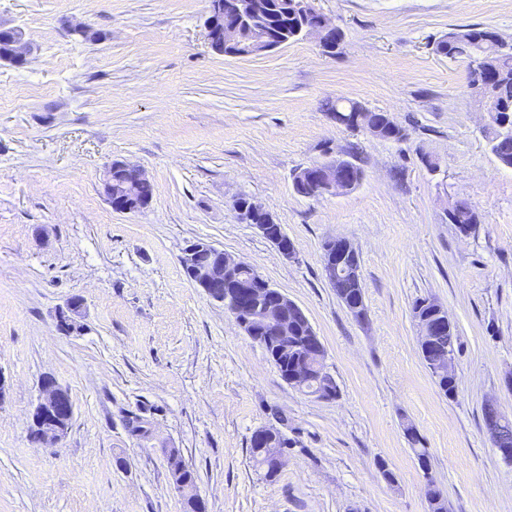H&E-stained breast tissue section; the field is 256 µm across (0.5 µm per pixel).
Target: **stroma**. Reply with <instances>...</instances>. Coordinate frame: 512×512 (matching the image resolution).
<instances>
[{
    "label": "stroma",
    "instance_id": "obj_1",
    "mask_svg": "<svg viewBox=\"0 0 512 512\" xmlns=\"http://www.w3.org/2000/svg\"><path fill=\"white\" fill-rule=\"evenodd\" d=\"M208 4L0 0V26L34 47L24 66L0 64V512H182L168 448L196 471L208 512H429V476L448 512H512V466L483 422L489 403L512 416V168L489 151L468 60L434 52L467 25L512 40V0H315L341 31L335 55L305 38L243 58L209 46ZM344 99L390 113L407 139L337 124L326 106ZM351 144L358 186L294 192L295 170ZM114 161L153 186L139 212L105 197ZM242 194L294 258L237 219ZM459 198L480 218L466 236L448 221ZM332 237L359 253L365 320L324 277ZM199 239L305 312L336 400L284 381L189 281L180 258ZM74 297L84 328L64 334L55 314ZM424 297L456 327L451 397L419 353ZM47 376L73 404L51 446L30 437ZM263 428L290 439L273 478L250 455Z\"/></svg>",
    "mask_w": 512,
    "mask_h": 512
}]
</instances>
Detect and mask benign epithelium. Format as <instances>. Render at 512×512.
<instances>
[{
	"label": "benign epithelium",
	"mask_w": 512,
	"mask_h": 512,
	"mask_svg": "<svg viewBox=\"0 0 512 512\" xmlns=\"http://www.w3.org/2000/svg\"><path fill=\"white\" fill-rule=\"evenodd\" d=\"M266 0H209L208 15L205 21L206 37L210 46L216 50L235 48L247 54H260L278 48L275 37L265 31L261 23L262 8ZM296 8L311 17V22L303 29V35L313 36L328 52L334 48L327 40V34L336 30L328 19L319 11L311 8L309 0H298ZM31 53V45L22 37L12 44L10 57L13 64H24ZM308 179L322 194L337 195L348 192L356 186L351 175L348 161L341 155L329 163L312 164L300 168L296 173L295 185ZM104 194L112 209L120 213L130 212L127 192L119 187H112V169H107L104 181ZM200 247L188 245L181 256V265L188 279L194 286L219 302L228 303L234 312H244L246 316L239 319L246 334L268 332L276 337L277 342L288 343V320L284 306L300 311L299 306L288 299L285 294L271 287L259 271L241 259H234L217 250L220 260L215 264L198 263ZM353 262L349 267L351 274L359 275V268L354 263L359 261L358 253L351 243L342 238H329L323 243L322 263L325 278L330 287H336V274L345 266L346 261ZM56 327L65 333L78 332L82 329L80 311L59 309ZM420 328L418 340L420 355L431 358L434 369L454 377V358L447 351L433 350L432 337L446 333L447 321L444 319H417ZM36 409L39 410L40 427L32 435V440L41 444H54L62 438L59 432L60 420L72 418L73 409L70 400L61 396L58 386L47 382L41 384L40 397ZM487 432L492 445L499 456L506 462L512 461V443L505 437L508 417L493 404L486 405Z\"/></svg>",
	"instance_id": "benign-epithelium-1"
}]
</instances>
